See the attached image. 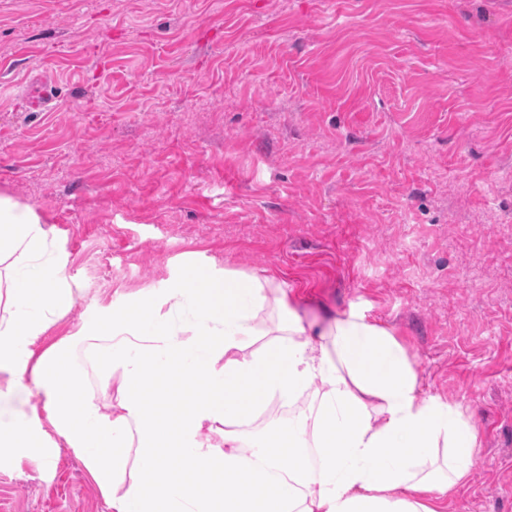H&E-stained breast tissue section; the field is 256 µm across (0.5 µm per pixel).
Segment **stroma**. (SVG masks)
<instances>
[{
	"mask_svg": "<svg viewBox=\"0 0 512 512\" xmlns=\"http://www.w3.org/2000/svg\"><path fill=\"white\" fill-rule=\"evenodd\" d=\"M0 193L85 285L37 348L191 270L359 308L478 431L441 512H512V0H0ZM0 512L111 510L62 447Z\"/></svg>",
	"mask_w": 512,
	"mask_h": 512,
	"instance_id": "obj_1",
	"label": "stroma"
}]
</instances>
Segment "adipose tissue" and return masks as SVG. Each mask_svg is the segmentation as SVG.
<instances>
[{
    "mask_svg": "<svg viewBox=\"0 0 512 512\" xmlns=\"http://www.w3.org/2000/svg\"><path fill=\"white\" fill-rule=\"evenodd\" d=\"M51 235L0 194V396L33 390L42 402L0 434V460L38 450L49 463L66 447L112 512H437L470 477L477 430L423 397L391 330L355 307L315 329L286 288L254 273L191 276L34 352L84 291ZM258 336L270 342L251 350ZM81 342L115 390L110 407L70 364ZM311 387L314 411L243 432L270 401ZM310 447L313 470L302 462ZM250 448L268 449V461ZM272 460L287 478L272 477Z\"/></svg>",
    "mask_w": 512,
    "mask_h": 512,
    "instance_id": "1",
    "label": "adipose tissue"
}]
</instances>
